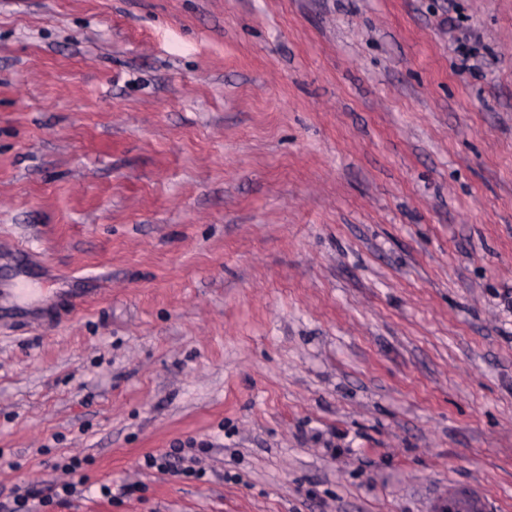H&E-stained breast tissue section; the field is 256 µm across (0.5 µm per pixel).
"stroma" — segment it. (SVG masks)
<instances>
[{
    "label": "stroma",
    "mask_w": 512,
    "mask_h": 512,
    "mask_svg": "<svg viewBox=\"0 0 512 512\" xmlns=\"http://www.w3.org/2000/svg\"><path fill=\"white\" fill-rule=\"evenodd\" d=\"M19 277L0 502L512 512V0H0ZM184 453L185 448H170L157 455L149 454L145 456L144 465L159 473L165 474L173 471L186 477H203L206 473V468L203 465L204 456L195 453L187 457ZM85 459L78 457H70L68 461L58 465V468L67 474L70 478L68 481L63 482L54 489L53 495L43 496L41 490H37L32 486H20L16 485L11 489V496L13 506L8 507L1 504V510L7 512H39L40 510H34L29 505L30 500L38 499L40 506L45 507L48 504L54 502V498L58 504H67L76 495L80 494L78 486H84L87 483L86 476L82 474L83 463ZM492 502L482 493L468 486H458L448 491V496L441 499L435 512H491Z\"/></svg>",
    "instance_id": "stroma-1"
}]
</instances>
